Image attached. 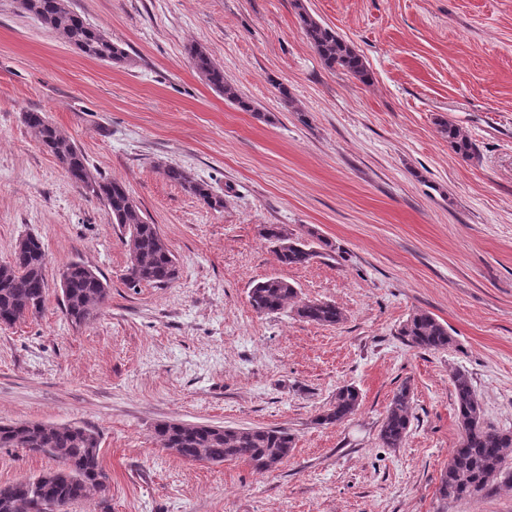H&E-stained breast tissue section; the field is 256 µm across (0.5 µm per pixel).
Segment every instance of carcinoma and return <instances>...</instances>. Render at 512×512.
<instances>
[{"mask_svg": "<svg viewBox=\"0 0 512 512\" xmlns=\"http://www.w3.org/2000/svg\"><path fill=\"white\" fill-rule=\"evenodd\" d=\"M19 6L84 56L110 65L130 62L129 55L112 42L104 28L71 11L66 0H19ZM299 19L307 42L327 67L340 68L364 84L370 82L371 75L362 56L335 28L316 20L304 9L299 11ZM189 56L197 73L224 95V99L242 111H255L253 102L224 79V69L203 47L191 46ZM22 122L77 188L105 203L112 223L123 230L128 248L127 268L132 270V276H123L124 284L135 289L174 282L178 277L177 259L168 244L160 240L156 225L142 215L127 186L92 171L81 149L45 113L24 112ZM440 127L454 152L465 159L474 156L473 143L457 126L444 121ZM161 170L167 180L182 187L202 205L213 210L224 207V200L207 183L195 179L183 167L166 164ZM263 234L274 244L276 259L283 265L305 266L321 257V252L303 235L289 233L279 224L266 225ZM47 263L48 256L39 238L29 235L19 239L11 261L0 265V325L13 326L42 312ZM63 272L66 286L61 292L65 314L76 325L92 322L109 298L107 282L80 261L66 264ZM296 296L297 288L293 284L269 277L253 284L249 303L259 314H277ZM296 315L306 322L326 326L343 320V312L336 304L320 300L302 303ZM398 336L407 346L428 352L445 350L452 344L448 327L428 312L413 314L400 327ZM452 385L461 441L451 449L448 465L440 476L437 493L442 501L480 496L498 476L506 483L512 482V469L507 466L512 452V430L485 423L481 400L468 373L456 371ZM411 399V387L406 383L394 392L379 429L382 447H402L411 424ZM360 401L355 386L344 384L336 388L328 406L317 415L316 424L335 426L344 422L359 408ZM155 434L163 447L174 450L183 459L211 464L243 461L258 472L277 469L295 447L294 436L279 427L216 431L164 422L155 426ZM100 443L99 431L93 428L35 421L1 423L0 448H22L42 454L57 461L60 468L1 486L0 512H31V497L35 494L51 504L50 512H69L76 502L106 494L109 476L102 466Z\"/></svg>", "mask_w": 512, "mask_h": 512, "instance_id": "1", "label": "carcinoma"}]
</instances>
